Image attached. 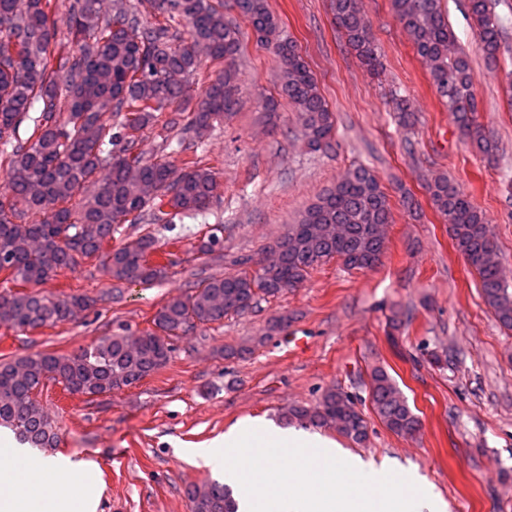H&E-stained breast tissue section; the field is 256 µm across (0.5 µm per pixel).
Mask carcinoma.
<instances>
[{
  "instance_id": "obj_1",
  "label": "carcinoma",
  "mask_w": 512,
  "mask_h": 512,
  "mask_svg": "<svg viewBox=\"0 0 512 512\" xmlns=\"http://www.w3.org/2000/svg\"><path fill=\"white\" fill-rule=\"evenodd\" d=\"M258 39L281 62L280 95L294 106L313 153L332 148L334 113L296 41L267 0H234ZM396 18L426 67L443 107L463 137L488 159L498 143L477 121V80L467 54L456 51L443 0H392ZM337 31L346 47L373 71L380 54L370 34L363 0H331ZM467 17L478 30L487 61H496L502 26L492 0H467ZM67 38H58L52 0H0V163L7 185L0 192V269L21 289L0 296V325L27 331L70 322L97 299L38 290L57 273L73 270L78 257L95 258L118 291L150 286L166 277L172 262L152 261L157 239L150 233L119 247L109 242L126 224H158L176 216L206 214L218 199L216 172L197 154L206 136L224 123L236 104L234 61L240 30L224 19L214 0H71ZM224 64L186 122L165 148L192 155L177 166L146 161L139 145L156 113L178 108L187 78L202 57ZM110 113L112 122L102 121ZM432 207L448 224L453 245L477 272L481 294L497 320L512 329V289L501 274L491 225L483 210L447 177L426 187ZM392 221L389 195L376 174L352 167L312 202L275 247L279 257L250 269L252 259L234 260L239 271L211 276L188 293L172 296L152 318L153 328L136 336H102L74 354L35 353L0 362V428L30 448H53L55 420L37 393L52 380L74 394L98 396L137 385L165 367L172 353L166 338L198 325L239 314L241 302L256 304L300 287L310 271L339 260L348 270L379 265L387 241L373 230ZM345 226L336 237L328 228ZM219 228L198 240L210 254L221 245ZM370 401L391 432L412 437L420 421L389 373H371ZM290 422L334 428L356 445L369 437L368 422L351 397L326 390L314 406L285 409ZM191 512H236L232 492L210 483L189 492Z\"/></svg>"
}]
</instances>
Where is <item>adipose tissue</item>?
Instances as JSON below:
<instances>
[{
	"label": "adipose tissue",
	"instance_id": "obj_1",
	"mask_svg": "<svg viewBox=\"0 0 512 512\" xmlns=\"http://www.w3.org/2000/svg\"><path fill=\"white\" fill-rule=\"evenodd\" d=\"M94 463L65 455L0 448V512H97L100 492L88 478ZM51 491H43L42 483Z\"/></svg>",
	"mask_w": 512,
	"mask_h": 512
}]
</instances>
